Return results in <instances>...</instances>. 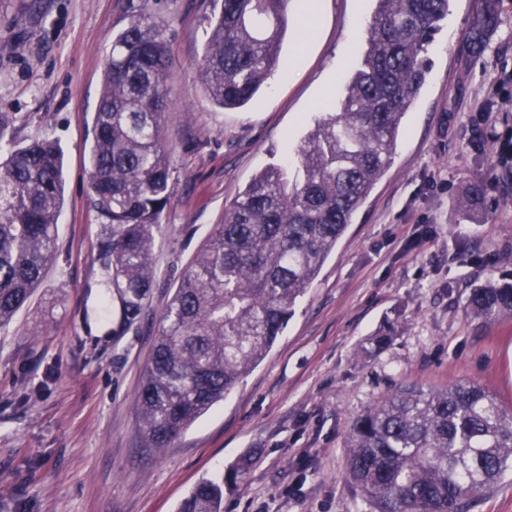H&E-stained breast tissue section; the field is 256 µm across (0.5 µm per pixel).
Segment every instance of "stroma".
Segmentation results:
<instances>
[{"mask_svg":"<svg viewBox=\"0 0 512 512\" xmlns=\"http://www.w3.org/2000/svg\"><path fill=\"white\" fill-rule=\"evenodd\" d=\"M318 3L308 34L291 0L279 69L254 102L224 109L194 67L208 0H0V113L17 143L58 141L65 180L51 266L0 328V512H176L201 478L243 457L252 465L225 487L224 512H375L348 478L346 435L392 385L475 379L512 408V317L466 309L472 283L512 274V0H495L497 25L476 44L477 0H450L391 166L269 355L170 448L141 446L133 400L180 276L225 205L291 162L365 51L375 0ZM145 8L173 62L175 190L156 282L123 328L101 286L89 155L112 36ZM389 322L390 345L362 354Z\"/></svg>","mask_w":512,"mask_h":512,"instance_id":"obj_1","label":"stroma"}]
</instances>
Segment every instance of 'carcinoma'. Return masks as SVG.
I'll return each mask as SVG.
<instances>
[{
  "label": "carcinoma",
  "instance_id": "carcinoma-1",
  "mask_svg": "<svg viewBox=\"0 0 512 512\" xmlns=\"http://www.w3.org/2000/svg\"><path fill=\"white\" fill-rule=\"evenodd\" d=\"M199 77L222 108L249 103L276 69L288 0H211ZM449 0H377L366 51L341 99L288 166H270L224 209L182 275L156 331L135 397L149 448H168L273 348L294 306L389 168L403 120L426 80L427 45ZM497 24L478 0L475 41ZM173 62L149 13L112 36L94 113L91 203L99 257L126 325L140 319L156 279L154 247L173 197L163 136ZM0 328L29 302L54 258L64 202L62 157L49 139L17 145L0 113ZM467 309L512 316V276L474 285ZM390 325L362 345L384 350ZM348 475L377 512H471L512 472V415L475 381L401 383L348 432ZM177 512H224V477L203 478Z\"/></svg>",
  "mask_w": 512,
  "mask_h": 512
}]
</instances>
